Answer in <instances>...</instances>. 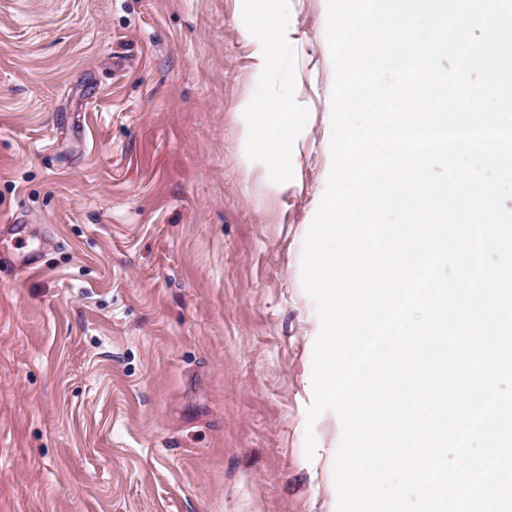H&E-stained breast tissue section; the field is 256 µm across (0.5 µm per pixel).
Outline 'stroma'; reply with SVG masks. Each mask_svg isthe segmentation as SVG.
Wrapping results in <instances>:
<instances>
[{
	"instance_id": "1",
	"label": "stroma",
	"mask_w": 512,
	"mask_h": 512,
	"mask_svg": "<svg viewBox=\"0 0 512 512\" xmlns=\"http://www.w3.org/2000/svg\"><path fill=\"white\" fill-rule=\"evenodd\" d=\"M286 23L257 67L265 23ZM326 0H0V512H336L307 421ZM288 100V153L246 107ZM316 439L305 454V433Z\"/></svg>"
}]
</instances>
